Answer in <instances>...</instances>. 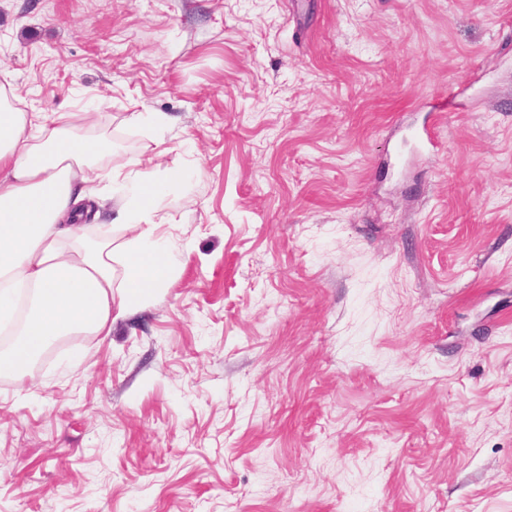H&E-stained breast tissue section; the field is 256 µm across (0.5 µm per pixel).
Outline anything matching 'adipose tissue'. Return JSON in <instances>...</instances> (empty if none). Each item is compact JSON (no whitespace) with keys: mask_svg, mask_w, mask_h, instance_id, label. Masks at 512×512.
<instances>
[{"mask_svg":"<svg viewBox=\"0 0 512 512\" xmlns=\"http://www.w3.org/2000/svg\"><path fill=\"white\" fill-rule=\"evenodd\" d=\"M99 142L79 134L71 113L26 114L0 86V324L16 312L15 289L32 287L36 311L0 354V377L30 376L33 360L56 337L108 336L116 319L149 304L171 273L157 235L155 203L165 183L153 171L104 170ZM118 193L117 219L130 238L89 235L84 201Z\"/></svg>","mask_w":512,"mask_h":512,"instance_id":"1","label":"adipose tissue"}]
</instances>
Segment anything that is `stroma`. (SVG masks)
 <instances>
[{
	"mask_svg": "<svg viewBox=\"0 0 512 512\" xmlns=\"http://www.w3.org/2000/svg\"><path fill=\"white\" fill-rule=\"evenodd\" d=\"M0 84L172 264L0 378V512H512V0H0Z\"/></svg>",
	"mask_w": 512,
	"mask_h": 512,
	"instance_id": "stroma-1",
	"label": "stroma"
}]
</instances>
